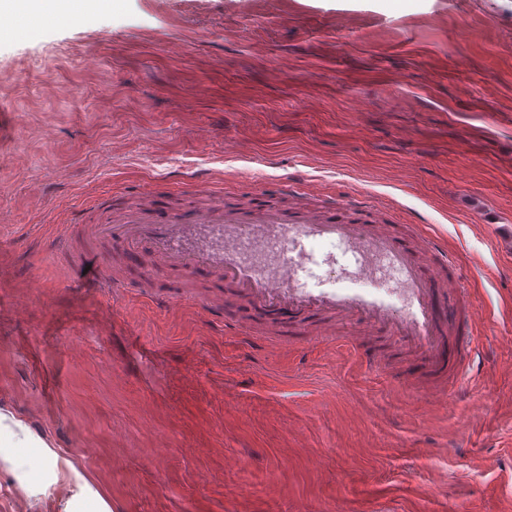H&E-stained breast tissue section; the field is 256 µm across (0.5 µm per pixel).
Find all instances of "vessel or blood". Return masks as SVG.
Returning <instances> with one entry per match:
<instances>
[{
    "label": "vessel or blood",
    "mask_w": 512,
    "mask_h": 512,
    "mask_svg": "<svg viewBox=\"0 0 512 512\" xmlns=\"http://www.w3.org/2000/svg\"><path fill=\"white\" fill-rule=\"evenodd\" d=\"M328 211L258 208L234 212L215 190L206 208L172 212H127L113 223L104 212L99 223L68 225L81 239L117 244L130 258L150 250L154 273L179 270L193 276L209 272L219 287L234 289L260 314L288 312L295 321L341 314L356 326L380 330L413 350L437 379L461 371L472 361L470 348L447 350L437 322L445 301L423 274L413 251L393 232L376 227L374 209L362 207L364 221ZM328 268L310 285L312 265Z\"/></svg>",
    "instance_id": "1"
}]
</instances>
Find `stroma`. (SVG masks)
<instances>
[{
  "mask_svg": "<svg viewBox=\"0 0 512 512\" xmlns=\"http://www.w3.org/2000/svg\"><path fill=\"white\" fill-rule=\"evenodd\" d=\"M56 2L81 22L0 15V512H512V0ZM189 175L373 205L444 288L427 226L481 359L401 381L376 330L59 261L93 203H208Z\"/></svg>",
  "mask_w": 512,
  "mask_h": 512,
  "instance_id": "obj_1",
  "label": "stroma"
}]
</instances>
